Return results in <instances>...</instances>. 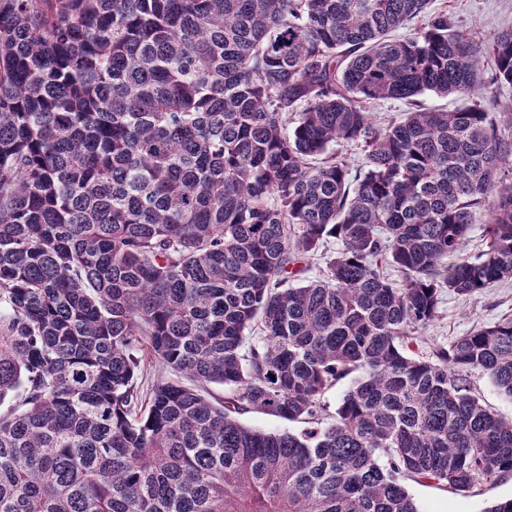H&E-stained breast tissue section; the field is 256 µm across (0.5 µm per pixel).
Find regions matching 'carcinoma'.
Segmentation results:
<instances>
[{
	"label": "carcinoma",
	"mask_w": 512,
	"mask_h": 512,
	"mask_svg": "<svg viewBox=\"0 0 512 512\" xmlns=\"http://www.w3.org/2000/svg\"><path fill=\"white\" fill-rule=\"evenodd\" d=\"M430 2L0 0V512H419L408 480L512 473L465 385L512 398V319L412 350L441 290L512 279V143L420 100L512 86V28ZM409 107L403 100H381L374 104L372 112H375L378 121L387 123L402 118L403 112H407ZM478 223L472 224V228L468 234L462 256L469 260L475 259L483 249V225L485 216L482 212H477ZM240 418L242 422L248 427L270 432L279 431L283 429H289L294 432H299L302 428L306 426L305 424L288 425L287 422L282 421L279 418L260 413L245 414Z\"/></svg>",
	"instance_id": "cac0c4a2"
}]
</instances>
